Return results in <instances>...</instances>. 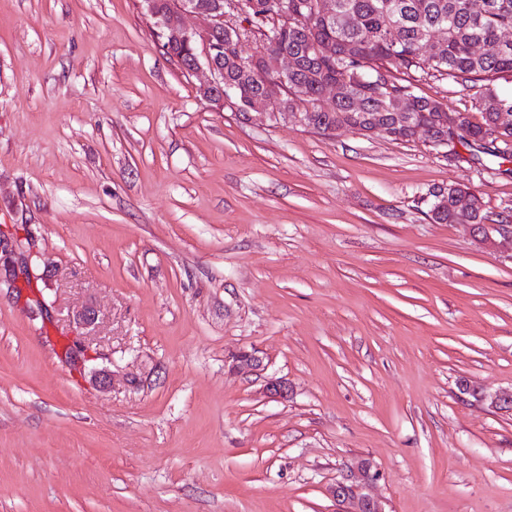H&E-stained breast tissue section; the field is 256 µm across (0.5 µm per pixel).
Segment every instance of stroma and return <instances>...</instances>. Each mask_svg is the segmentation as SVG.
Segmentation results:
<instances>
[{
  "instance_id": "35a3bbf8",
  "label": "stroma",
  "mask_w": 512,
  "mask_h": 512,
  "mask_svg": "<svg viewBox=\"0 0 512 512\" xmlns=\"http://www.w3.org/2000/svg\"><path fill=\"white\" fill-rule=\"evenodd\" d=\"M196 84L137 0H0V237L40 255H0V512H337L360 458L385 512H512V411L462 391L512 390V254L429 212L512 173Z\"/></svg>"
}]
</instances>
